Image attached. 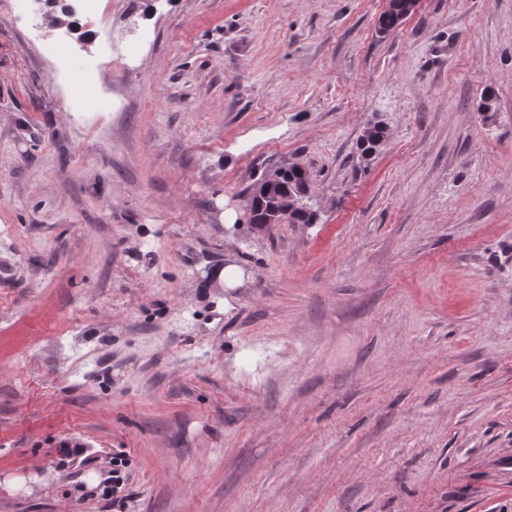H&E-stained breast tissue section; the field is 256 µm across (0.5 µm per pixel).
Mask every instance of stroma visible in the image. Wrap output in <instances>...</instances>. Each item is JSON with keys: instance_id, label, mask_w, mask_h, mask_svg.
<instances>
[{"instance_id": "1", "label": "stroma", "mask_w": 512, "mask_h": 512, "mask_svg": "<svg viewBox=\"0 0 512 512\" xmlns=\"http://www.w3.org/2000/svg\"><path fill=\"white\" fill-rule=\"evenodd\" d=\"M104 2L0 0V512H512V0ZM308 183H311V175L307 169L287 167L280 176V187L275 192V196L266 197L261 193L259 195L249 193L247 202L248 223L267 224L268 222V224H281L286 215H288L289 220L293 224L316 223L317 213L304 202L306 196L296 198L298 203L293 210L292 208L275 209V207H280L286 203L291 204L292 200H288V194L295 193L299 187L305 186ZM273 210L274 212L272 213Z\"/></svg>"}]
</instances>
